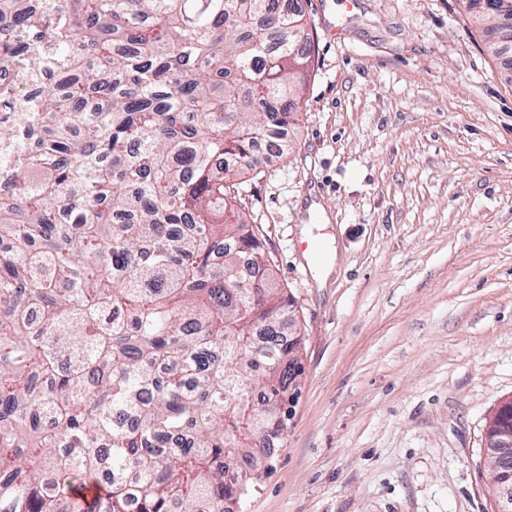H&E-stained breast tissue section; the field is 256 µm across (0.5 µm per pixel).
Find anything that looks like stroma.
Here are the masks:
<instances>
[{
    "label": "stroma",
    "mask_w": 512,
    "mask_h": 512,
    "mask_svg": "<svg viewBox=\"0 0 512 512\" xmlns=\"http://www.w3.org/2000/svg\"><path fill=\"white\" fill-rule=\"evenodd\" d=\"M314 70L285 157L237 180L293 299L302 375L243 512H493L512 398V67L458 0H302ZM321 186L332 226L303 249ZM495 414L488 424L487 445L488 449L492 450L489 454V465L491 470L497 471L500 480L496 485L490 470L488 478L494 495L497 490V511L510 512L512 510V471L511 468H507L503 460L512 454V426L496 423Z\"/></svg>",
    "instance_id": "obj_1"
}]
</instances>
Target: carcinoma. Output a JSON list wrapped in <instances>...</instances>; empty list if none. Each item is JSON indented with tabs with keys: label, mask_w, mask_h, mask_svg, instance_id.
<instances>
[{
	"label": "carcinoma",
	"mask_w": 512,
	"mask_h": 512,
	"mask_svg": "<svg viewBox=\"0 0 512 512\" xmlns=\"http://www.w3.org/2000/svg\"><path fill=\"white\" fill-rule=\"evenodd\" d=\"M459 2L511 57L502 0ZM313 52L299 3L0 0V512L256 490L300 330L233 180L295 121Z\"/></svg>",
	"instance_id": "carcinoma-1"
}]
</instances>
